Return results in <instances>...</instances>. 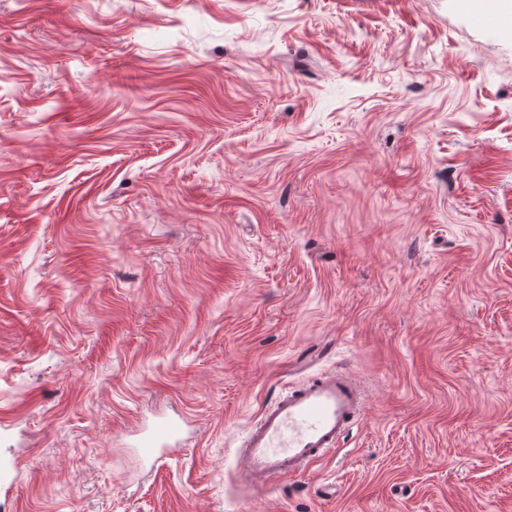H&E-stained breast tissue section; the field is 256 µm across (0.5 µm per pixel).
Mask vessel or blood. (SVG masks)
<instances>
[{"label": "vessel or blood", "instance_id": "b4317fda", "mask_svg": "<svg viewBox=\"0 0 512 512\" xmlns=\"http://www.w3.org/2000/svg\"><path fill=\"white\" fill-rule=\"evenodd\" d=\"M368 399L360 380L344 370L315 374L289 388L261 411L236 448L238 476L262 484L304 476L358 425ZM178 430L176 419L157 420L137 446L145 457L161 461Z\"/></svg>", "mask_w": 512, "mask_h": 512}]
</instances>
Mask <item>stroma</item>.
<instances>
[{
  "instance_id": "35a3bbf8",
  "label": "stroma",
  "mask_w": 512,
  "mask_h": 512,
  "mask_svg": "<svg viewBox=\"0 0 512 512\" xmlns=\"http://www.w3.org/2000/svg\"><path fill=\"white\" fill-rule=\"evenodd\" d=\"M339 366L359 429L241 481ZM0 459V512H512V35L467 0H0ZM369 394L353 374L308 377L266 406L235 450L238 476L251 483L293 480L332 454L357 426ZM179 425L176 419H160L155 421L136 444L141 448L143 455L153 459L154 464L160 462L166 450L170 449L171 442L177 438Z\"/></svg>"
}]
</instances>
